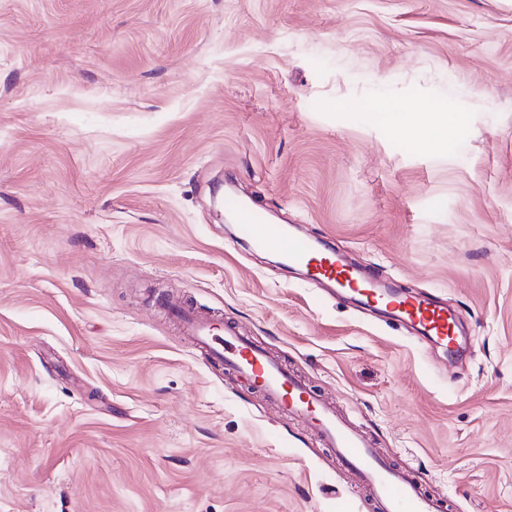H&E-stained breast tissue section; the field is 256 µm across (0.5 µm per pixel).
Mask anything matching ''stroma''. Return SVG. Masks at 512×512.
<instances>
[{
  "label": "stroma",
  "mask_w": 512,
  "mask_h": 512,
  "mask_svg": "<svg viewBox=\"0 0 512 512\" xmlns=\"http://www.w3.org/2000/svg\"><path fill=\"white\" fill-rule=\"evenodd\" d=\"M402 102L447 140L371 116ZM226 191L446 299L468 357L230 235ZM171 302L446 512H512V0H0V512H375ZM407 106L396 104L379 108L374 118L380 124L418 145L426 138H448L450 117L437 105L418 108V112H407Z\"/></svg>",
  "instance_id": "stroma-1"
}]
</instances>
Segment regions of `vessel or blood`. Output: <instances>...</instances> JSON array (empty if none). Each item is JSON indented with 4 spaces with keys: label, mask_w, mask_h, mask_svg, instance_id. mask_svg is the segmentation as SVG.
<instances>
[{
    "label": "vessel or blood",
    "mask_w": 512,
    "mask_h": 512,
    "mask_svg": "<svg viewBox=\"0 0 512 512\" xmlns=\"http://www.w3.org/2000/svg\"><path fill=\"white\" fill-rule=\"evenodd\" d=\"M224 210L239 226L243 241L262 250H284L289 266L305 270L311 280L323 282L363 304H375L390 315L411 323L435 344L454 347L455 317L431 298L406 297L377 287L374 278L347 263L341 254L319 249L307 239L289 237L265 213L234 195L224 198ZM184 332L213 360L261 389L281 412L317 433L334 448L343 465L355 475L377 512H444L442 500L429 497L412 472L396 468L379 454L364 433L340 417L300 378L288 372L271 353L236 328H215L208 319L185 313Z\"/></svg>",
    "instance_id": "1"
}]
</instances>
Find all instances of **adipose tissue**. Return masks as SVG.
Masks as SVG:
<instances>
[{
	"instance_id": "obj_1",
	"label": "adipose tissue",
	"mask_w": 512,
	"mask_h": 512,
	"mask_svg": "<svg viewBox=\"0 0 512 512\" xmlns=\"http://www.w3.org/2000/svg\"><path fill=\"white\" fill-rule=\"evenodd\" d=\"M374 118L414 145L430 137L447 138L450 125L448 113L436 105L411 112L406 105L396 104L379 109Z\"/></svg>"
}]
</instances>
